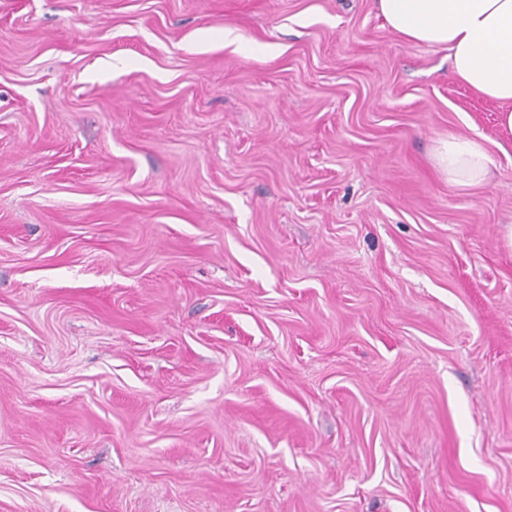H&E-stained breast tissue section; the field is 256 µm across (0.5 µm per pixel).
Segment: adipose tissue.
<instances>
[{
	"label": "adipose tissue",
	"mask_w": 512,
	"mask_h": 512,
	"mask_svg": "<svg viewBox=\"0 0 512 512\" xmlns=\"http://www.w3.org/2000/svg\"><path fill=\"white\" fill-rule=\"evenodd\" d=\"M391 29L409 42L444 47L453 76L499 102L498 126L512 141V0H375ZM435 161L449 184L486 181L491 159L472 138L449 135Z\"/></svg>",
	"instance_id": "obj_1"
}]
</instances>
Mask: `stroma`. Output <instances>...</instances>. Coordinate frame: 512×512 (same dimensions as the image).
I'll return each mask as SVG.
<instances>
[{"mask_svg":"<svg viewBox=\"0 0 512 512\" xmlns=\"http://www.w3.org/2000/svg\"><path fill=\"white\" fill-rule=\"evenodd\" d=\"M499 110L374 0H0V512H512ZM435 161L448 183L460 188L486 181L492 163L479 141L455 134L439 142Z\"/></svg>","mask_w":512,"mask_h":512,"instance_id":"35a3bbf8","label":"stroma"}]
</instances>
